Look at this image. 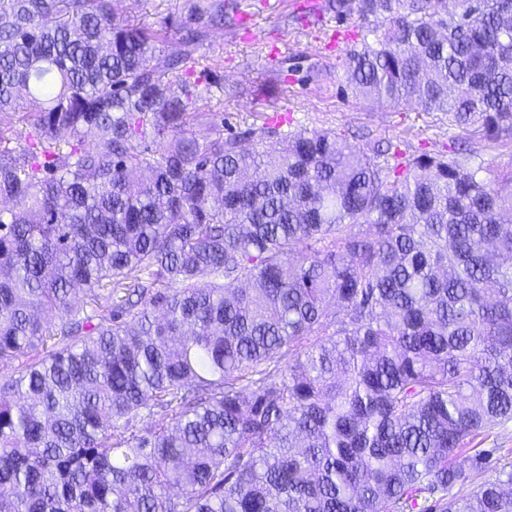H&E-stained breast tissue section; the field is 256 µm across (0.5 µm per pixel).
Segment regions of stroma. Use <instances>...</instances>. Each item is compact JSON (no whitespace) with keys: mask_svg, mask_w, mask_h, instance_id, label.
<instances>
[{"mask_svg":"<svg viewBox=\"0 0 512 512\" xmlns=\"http://www.w3.org/2000/svg\"><path fill=\"white\" fill-rule=\"evenodd\" d=\"M186 0H137L119 18L159 28L184 12ZM239 27L211 31L203 47L210 65L224 77V95H203L200 105L224 102V126L239 131L262 125L278 112L292 128L369 129L417 150L463 144L481 162V177L512 170V143L492 142L459 128L437 127L416 113L354 97L346 83L343 61L359 48L355 18L327 15L319 28L334 34L321 46L316 29L296 24L307 0H240Z\"/></svg>","mask_w":512,"mask_h":512,"instance_id":"obj_1","label":"stroma"}]
</instances>
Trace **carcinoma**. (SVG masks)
<instances>
[{
  "instance_id": "obj_1",
  "label": "carcinoma",
  "mask_w": 512,
  "mask_h": 512,
  "mask_svg": "<svg viewBox=\"0 0 512 512\" xmlns=\"http://www.w3.org/2000/svg\"><path fill=\"white\" fill-rule=\"evenodd\" d=\"M117 7L0 0V512H512L470 447L512 420V171L226 134L233 0H188L174 55ZM324 7L366 31L355 97L512 139V0Z\"/></svg>"
}]
</instances>
